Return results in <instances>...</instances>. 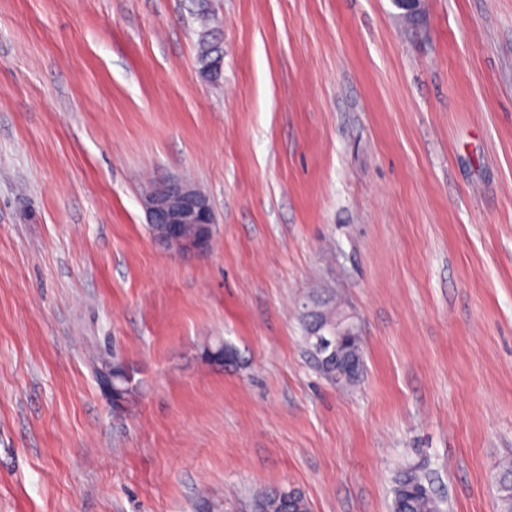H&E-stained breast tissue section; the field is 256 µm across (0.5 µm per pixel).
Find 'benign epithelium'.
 Wrapping results in <instances>:
<instances>
[{"label":"benign epithelium","mask_w":512,"mask_h":512,"mask_svg":"<svg viewBox=\"0 0 512 512\" xmlns=\"http://www.w3.org/2000/svg\"><path fill=\"white\" fill-rule=\"evenodd\" d=\"M402 16L410 21L421 13L422 0H394ZM148 223L158 235L182 255L206 251L215 236L213 210L209 198L193 183L180 177H169L155 183L143 196ZM313 335L326 339H346L356 335L347 324L342 329L316 323Z\"/></svg>","instance_id":"7a95c632"}]
</instances>
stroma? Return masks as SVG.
Segmentation results:
<instances>
[{
	"mask_svg": "<svg viewBox=\"0 0 512 512\" xmlns=\"http://www.w3.org/2000/svg\"><path fill=\"white\" fill-rule=\"evenodd\" d=\"M0 0V512H390L512 461V0ZM223 50L197 62L201 30ZM218 232L150 234L151 181ZM338 293L363 370L326 379ZM239 358L208 364L205 344ZM116 354L117 412L92 361ZM143 205L148 223L175 252L195 255L209 248L215 236L213 210L195 184L180 177L156 182L143 196ZM329 303H330V301H327V302L323 303L320 307L318 305L317 309L319 311L314 310L313 313H306L304 315V330H305L304 338H305L306 342L313 349L321 371H322V367H323V368H326L327 372L333 373L335 371L334 367L336 365V362L334 361V354L331 353L328 356L324 357V355L328 352V350L322 349L320 344H318V342H317L318 339L320 337L325 336V338L327 340H330L332 338V336L336 335V337L343 340V339H346L349 337L357 336V333L355 332L354 327L349 324L345 325L341 330H337L338 326L336 323V331H335V327L327 325L325 323L317 322L315 324V329H314L313 335L311 334L312 323L315 319H317V318L321 319V318H325V317H333L334 313L336 312L335 306H334V308H331V309L323 308L326 304H329ZM323 331L330 332L332 336H330L328 333L323 332ZM321 332H323V333H321ZM312 339H314V341H312ZM338 353L345 355L347 357L358 356L360 358V363H361L360 371H361L362 364H363V358H362V349H361V342H360L359 336H357L353 340H351L350 345L343 346V347L339 348ZM323 357H324V359L321 362ZM320 363L322 364V367H321ZM360 371H358L357 375L353 379L349 380L350 381L349 383L356 380V378L360 374ZM392 512H443L442 500L426 479L409 467L395 479ZM253 512H310L305 495L297 489H272L253 499Z\"/></svg>",
	"mask_w": 512,
	"mask_h": 512,
	"instance_id": "1",
	"label": "stroma"
}]
</instances>
